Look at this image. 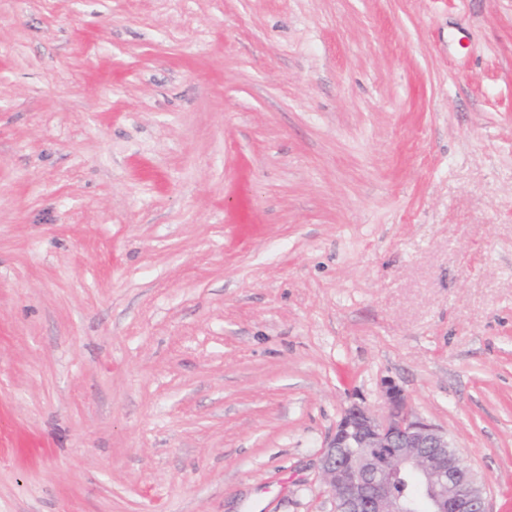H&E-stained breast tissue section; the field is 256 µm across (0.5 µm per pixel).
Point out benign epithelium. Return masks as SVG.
<instances>
[{
	"mask_svg": "<svg viewBox=\"0 0 512 512\" xmlns=\"http://www.w3.org/2000/svg\"><path fill=\"white\" fill-rule=\"evenodd\" d=\"M386 414L360 405L342 414L323 450L322 472L334 512H415L395 485L413 476L426 512H488L469 466L448 453V434L413 414L404 394L385 390Z\"/></svg>",
	"mask_w": 512,
	"mask_h": 512,
	"instance_id": "obj_1",
	"label": "benign epithelium"
}]
</instances>
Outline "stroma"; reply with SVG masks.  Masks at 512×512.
Wrapping results in <instances>:
<instances>
[{
    "label": "stroma",
    "mask_w": 512,
    "mask_h": 512,
    "mask_svg": "<svg viewBox=\"0 0 512 512\" xmlns=\"http://www.w3.org/2000/svg\"><path fill=\"white\" fill-rule=\"evenodd\" d=\"M390 385L512 512V0H0V512H333Z\"/></svg>",
    "instance_id": "35a3bbf8"
}]
</instances>
